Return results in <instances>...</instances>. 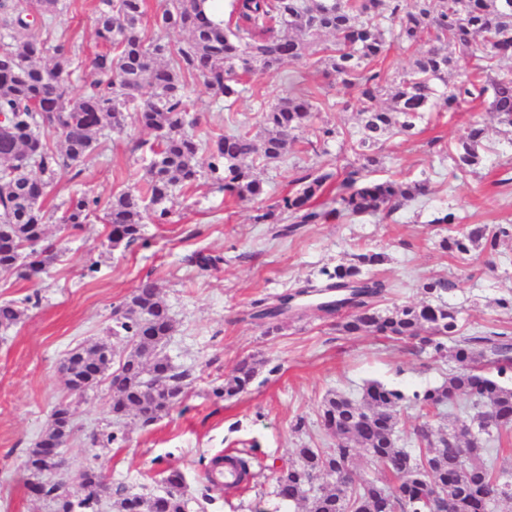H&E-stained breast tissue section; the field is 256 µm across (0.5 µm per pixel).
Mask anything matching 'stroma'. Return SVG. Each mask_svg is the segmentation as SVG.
I'll return each instance as SVG.
<instances>
[{
    "instance_id": "1",
    "label": "stroma",
    "mask_w": 512,
    "mask_h": 512,
    "mask_svg": "<svg viewBox=\"0 0 512 512\" xmlns=\"http://www.w3.org/2000/svg\"><path fill=\"white\" fill-rule=\"evenodd\" d=\"M69 3L53 29L77 46L82 66L71 84L76 92L90 78L88 61L100 50L94 32L98 2ZM299 86L334 103L317 116L315 127H358L354 91L307 59L254 74L232 105L196 85L198 128L224 133L244 124L260 133L265 108ZM475 116L488 130L485 160L476 173L453 175L449 148ZM147 138L143 131L128 138L104 132L79 178L57 172L47 205L61 204L77 191L105 199L135 186L150 159L143 146ZM381 156L371 178L425 179L430 188L425 198L387 219L364 216L296 227L256 223L258 214L294 190L295 178L313 162L297 152L258 167L265 189L258 198L225 199L210 176H203L192 190L175 193L169 223L145 224L142 239L127 248H108L101 215L80 230L50 222L48 237L61 241L63 252L46 273L27 280L0 272V303L17 301L23 312L16 325L0 328V512H52L49 500L30 494L23 462L61 403L73 413V432L63 448L68 481H75L94 453L115 489L160 493L166 471L179 470L190 512H292L274 495L276 471L293 460L297 448L335 447L319 417L328 393L356 401L367 382L378 381L409 397L443 384L457 369L450 357L419 350L409 340L346 334L336 316L312 308L281 318L278 331L267 333L258 310L298 287L321 286L323 270L352 263L355 254L385 256L371 269L393 285L378 304L380 312L425 302L423 283L448 280L454 288L443 299L457 311L463 334L512 332V310L499 305L512 297V236L501 238L496 253L475 247L454 256L440 246L447 225L432 221L436 211L450 207L468 224L512 227V129L479 106L433 114L417 134L388 140ZM196 250L222 261L200 270L188 260ZM147 277L158 282L174 324L162 353L191 376L182 404L143 427L131 415L113 419L107 384L72 392L61 366L71 349L109 340L113 308ZM244 360L257 367L249 390L215 397L214 387ZM299 419L304 426L298 431ZM113 431L121 441L93 448V437ZM227 454L250 459L252 478L235 490L206 488L204 461Z\"/></svg>"
}]
</instances>
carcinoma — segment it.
Segmentation results:
<instances>
[{
  "label": "carcinoma",
  "instance_id": "carcinoma-1",
  "mask_svg": "<svg viewBox=\"0 0 512 512\" xmlns=\"http://www.w3.org/2000/svg\"><path fill=\"white\" fill-rule=\"evenodd\" d=\"M205 0H163L154 15L158 34L143 28L145 0H99L95 34L106 51L91 61L93 78L79 94L69 80L77 46L65 36L51 44L53 19L68 9L66 0H0V271L24 270L23 278L42 272L60 253V242L47 241L44 202L52 177L59 170L81 175L80 165L98 146L106 128L122 134L130 125L154 138L153 157L143 185L112 195L106 202L85 192L70 197L59 218L79 229L92 212L103 209L109 247H129L141 237L144 221L163 223L167 203L178 189L201 177L198 153L203 141L188 102L192 84L237 102L245 91L242 77L268 71L284 61L300 62L324 37L330 54L321 58L325 71L357 93L361 125L345 133L358 165L336 174L310 168L295 182L299 188L281 199L277 210L257 217L275 221L285 214L293 224H320L336 215L360 217L397 212L407 201L429 192L427 181H370L366 168L378 163L377 153L394 134L408 133L430 112H456L473 103L487 104L500 124L512 128V68L498 61L512 58V0H234L227 21L215 22L204 11ZM175 33L178 41L169 39ZM409 48L426 46L411 68L389 80L378 62L386 38ZM467 67L448 83V71L459 61ZM327 102L300 91L269 105L262 113L266 133H220L209 140L208 171L217 188L239 198L259 197L263 182L244 160L255 156L266 164L278 162L288 147L302 141L314 113ZM484 128L473 119L459 138L455 169L472 172L483 162ZM54 137L60 146L47 143ZM336 180L335 207L318 210L312 200ZM433 224H456L445 248L466 255L479 244L498 249L507 235L486 224L462 225L451 211H441ZM383 262L380 253H359L355 262L325 269L322 290L356 284L351 296L330 310H346L339 324L347 334L375 333L393 341L416 340L438 355H450L457 370L444 384L416 392L411 399L396 389L371 381L361 399L341 395L325 399L321 426L336 438L334 448H296L293 461L276 477L275 495L284 504L304 503L305 512H438L444 496L470 490L492 494L490 512L512 503V483L492 488L503 433L512 431V344L504 333L460 335L458 312L448 304H404L383 315L375 309L390 284L363 271ZM279 304L255 317L278 329ZM21 309L0 303V326L20 320ZM174 331L168 309L158 296V284L143 279L122 306L113 310L112 336L130 345L116 370L114 350L102 342L78 347L64 363L67 382L86 388L109 377L112 416L132 413L147 427L168 415L186 395L188 373L178 371L161 350ZM454 341L448 347L447 341ZM256 367L239 363L224 384L213 390L218 398L235 397L248 389ZM423 414L448 409L453 422L448 433L427 426L417 429L420 445L414 453L397 446L395 414L402 403ZM484 429L462 459L453 432L470 413ZM52 422L30 449L24 467L33 477L30 488L53 503L54 512H97L104 495L94 482L91 465L77 489H66L57 476L41 467L45 448H59L71 431L72 411L59 405ZM363 452L398 483L379 478H341L337 470ZM161 495L116 490V512H189L184 478L177 470L164 478Z\"/></svg>",
  "mask_w": 512,
  "mask_h": 512
}]
</instances>
